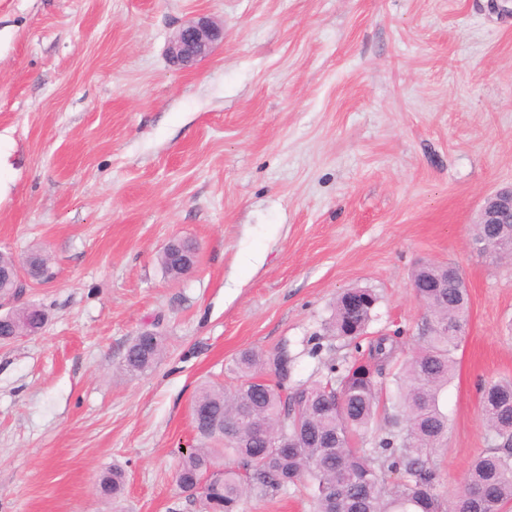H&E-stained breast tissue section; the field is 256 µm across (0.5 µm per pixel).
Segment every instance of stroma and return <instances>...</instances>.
Here are the masks:
<instances>
[{
	"label": "stroma",
	"instance_id": "1",
	"mask_svg": "<svg viewBox=\"0 0 512 512\" xmlns=\"http://www.w3.org/2000/svg\"><path fill=\"white\" fill-rule=\"evenodd\" d=\"M224 30L188 66L173 36ZM512 187V0H0V251L44 249L25 303L43 331L0 343V512H198L174 474L201 385L236 387L245 349L287 345L293 384L343 366L322 324L373 290L370 337L420 344L422 262L469 282L448 434L431 461L459 493L493 442L478 382L512 379V260L471 244ZM175 238L198 248L170 279ZM164 338L148 373L121 361ZM240 512H311L304 488ZM164 350V340L159 332L142 331L133 339L125 352L123 370L130 374L145 373L160 361ZM125 485V474L119 468L104 473L99 479V492L105 497H111L112 500L120 498Z\"/></svg>",
	"mask_w": 512,
	"mask_h": 512
}]
</instances>
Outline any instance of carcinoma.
<instances>
[{
  "instance_id": "carcinoma-1",
  "label": "carcinoma",
  "mask_w": 512,
  "mask_h": 512,
  "mask_svg": "<svg viewBox=\"0 0 512 512\" xmlns=\"http://www.w3.org/2000/svg\"><path fill=\"white\" fill-rule=\"evenodd\" d=\"M194 250L188 240L171 241L159 258L165 274L185 275L182 260ZM48 271L45 256L30 255L26 275L31 280H44ZM411 280L427 287L421 289L426 309L422 343L410 358L396 362V336L365 341L377 296L361 288L368 297L362 310L349 314L341 294L325 322L329 336L358 353L344 370L331 364L325 380L295 388L287 349L244 350L228 367L244 384L230 391L213 385L199 389L192 403L206 412L193 419L199 447L182 457L175 479L182 492L200 502L201 512H238L249 490L275 497L297 483L308 490L314 512H336L339 505L342 512H503L512 503V380L480 387L485 425L496 447L471 462L469 481L454 500L444 501L437 493L431 456L448 431L440 400L456 375L454 351L460 341L448 329L466 323L468 293L446 268L431 263L418 265ZM14 315L33 332L45 323V313L35 306H18ZM164 350L162 335L145 330L127 348L123 370L145 373ZM392 365V413L373 446L359 448L355 439L371 428L380 405L375 374ZM268 374L274 380L245 385ZM226 458L234 459L237 468L225 467ZM388 473L400 481L389 483ZM124 485L125 474L115 467L99 479V492L117 500Z\"/></svg>"
}]
</instances>
